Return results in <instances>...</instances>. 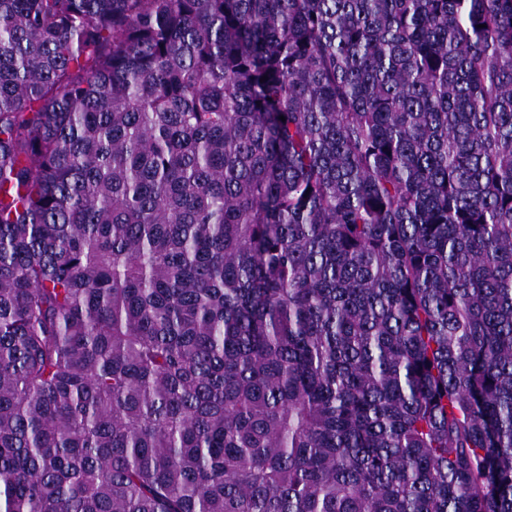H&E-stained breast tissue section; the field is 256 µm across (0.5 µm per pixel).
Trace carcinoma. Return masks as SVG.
<instances>
[{
  "mask_svg": "<svg viewBox=\"0 0 512 512\" xmlns=\"http://www.w3.org/2000/svg\"><path fill=\"white\" fill-rule=\"evenodd\" d=\"M0 512H512V0H0Z\"/></svg>",
  "mask_w": 512,
  "mask_h": 512,
  "instance_id": "1",
  "label": "carcinoma"
}]
</instances>
